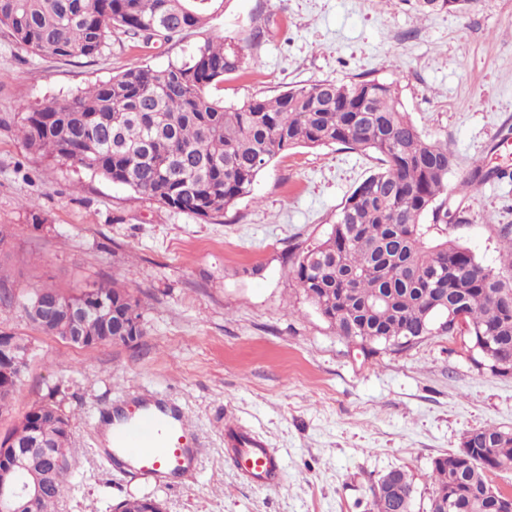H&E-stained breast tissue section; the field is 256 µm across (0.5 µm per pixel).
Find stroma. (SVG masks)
<instances>
[{
    "mask_svg": "<svg viewBox=\"0 0 512 512\" xmlns=\"http://www.w3.org/2000/svg\"><path fill=\"white\" fill-rule=\"evenodd\" d=\"M213 35L241 47L225 103L330 79L397 86L418 129L456 158L448 205L469 221L436 225L499 269L512 238V0H474L464 12L421 14L410 0H228L223 16L167 44L117 34L94 58L59 59L0 31V286L64 295L113 282L141 301L145 334L94 348L42 333L21 306L0 328L33 357L0 438L50 388L71 416L80 484L55 512H111L149 496L166 512H371L373 484L405 471L413 512H427L436 457L460 451L472 429L512 431V376L478 369L466 335H435L395 352L364 353L296 288L285 256L323 239L336 211L378 163L339 145L295 147L259 174L251 195L201 220L139 198L18 137L24 112L60 103L120 71L166 67ZM487 180L457 189L473 170ZM166 396L199 447L182 479L142 475L108 459L100 410ZM261 436L283 466L278 488L253 486L233 466L224 423Z\"/></svg>",
    "mask_w": 512,
    "mask_h": 512,
    "instance_id": "obj_1",
    "label": "stroma"
}]
</instances>
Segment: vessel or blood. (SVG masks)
Masks as SVG:
<instances>
[{
    "instance_id": "b4317fda",
    "label": "vessel or blood",
    "mask_w": 512,
    "mask_h": 512,
    "mask_svg": "<svg viewBox=\"0 0 512 512\" xmlns=\"http://www.w3.org/2000/svg\"><path fill=\"white\" fill-rule=\"evenodd\" d=\"M111 423L113 454L140 473L177 476L188 471L197 458V449L185 443L189 424L183 411L165 400L142 402L140 411L129 418L114 409ZM224 438L231 463L255 486L273 489L281 483V462L260 436L229 425Z\"/></svg>"
}]
</instances>
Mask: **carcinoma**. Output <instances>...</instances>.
Listing matches in <instances>:
<instances>
[{
    "mask_svg": "<svg viewBox=\"0 0 512 512\" xmlns=\"http://www.w3.org/2000/svg\"><path fill=\"white\" fill-rule=\"evenodd\" d=\"M228 0H0V28L22 47L41 55L93 58L119 31L131 39L169 41L207 27ZM423 13L461 12L473 0H416ZM241 47L208 39L188 57L165 68H130L79 91L62 103L25 113L20 133L46 157L70 161L160 206L213 219L248 196L260 171L297 146L341 145L378 156V170L365 178L336 212L326 237L312 247H293L289 274L336 330V335L374 352L401 350L427 336L455 329L476 345V363L496 374H512V247L502 270L482 265L460 243L427 238L432 223L460 224L464 211L448 210V174L456 166L448 145L430 140L398 101V89L378 80H319L273 96L224 104L211 95L224 76L239 70ZM59 314L42 319L36 303L42 290L19 304L45 334L67 329L112 342V321L95 314L73 317L71 301L89 306L116 303L128 322L142 324L140 302L101 283L65 296ZM464 316L455 323L456 314ZM27 363H0V386L17 387ZM52 448L64 475L29 512H54L75 489L71 431H56ZM470 451L433 461L429 512L449 500L451 512H503V493L488 474L512 470V432L495 426L468 432ZM399 493L378 483L371 489L373 512H413L412 483L395 471ZM132 497L115 512H143Z\"/></svg>",
    "mask_w": 512,
    "mask_h": 512,
    "instance_id": "cac0c4a2",
    "label": "carcinoma"
}]
</instances>
